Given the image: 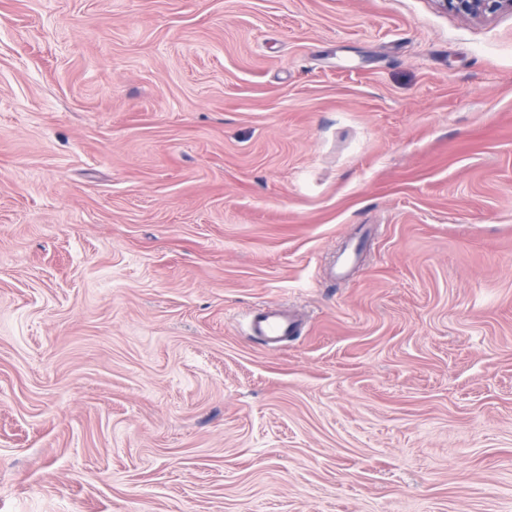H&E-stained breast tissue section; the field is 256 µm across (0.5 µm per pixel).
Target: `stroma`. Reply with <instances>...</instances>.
<instances>
[{
    "mask_svg": "<svg viewBox=\"0 0 512 512\" xmlns=\"http://www.w3.org/2000/svg\"><path fill=\"white\" fill-rule=\"evenodd\" d=\"M0 512H512V13L0 0ZM250 317L252 334L262 338L269 348H274L293 328L290 315L277 305L261 306Z\"/></svg>",
    "mask_w": 512,
    "mask_h": 512,
    "instance_id": "obj_1",
    "label": "stroma"
}]
</instances>
